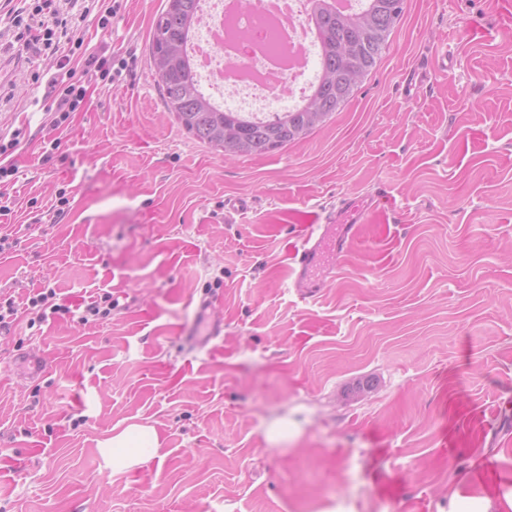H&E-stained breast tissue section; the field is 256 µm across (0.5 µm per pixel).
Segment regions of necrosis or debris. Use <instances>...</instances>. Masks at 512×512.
<instances>
[{
    "mask_svg": "<svg viewBox=\"0 0 512 512\" xmlns=\"http://www.w3.org/2000/svg\"><path fill=\"white\" fill-rule=\"evenodd\" d=\"M197 27V77L219 107L266 120L283 105H297L316 80L318 55L306 37L308 15L293 0H273L255 12L241 0H201Z\"/></svg>",
    "mask_w": 512,
    "mask_h": 512,
    "instance_id": "1",
    "label": "necrosis or debris"
}]
</instances>
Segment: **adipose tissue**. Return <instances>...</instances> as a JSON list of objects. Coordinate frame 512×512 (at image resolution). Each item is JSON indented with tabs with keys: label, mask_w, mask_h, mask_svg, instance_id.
Wrapping results in <instances>:
<instances>
[{
	"label": "adipose tissue",
	"mask_w": 512,
	"mask_h": 512,
	"mask_svg": "<svg viewBox=\"0 0 512 512\" xmlns=\"http://www.w3.org/2000/svg\"><path fill=\"white\" fill-rule=\"evenodd\" d=\"M101 449L113 470L125 471L151 462L158 453L159 438L154 427L132 423L105 439Z\"/></svg>",
	"instance_id": "obj_1"
}]
</instances>
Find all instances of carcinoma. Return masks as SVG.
<instances>
[{
  "label": "carcinoma",
  "mask_w": 512,
  "mask_h": 512,
  "mask_svg": "<svg viewBox=\"0 0 512 512\" xmlns=\"http://www.w3.org/2000/svg\"><path fill=\"white\" fill-rule=\"evenodd\" d=\"M404 0H362L341 13L312 0L310 20L319 49V76L295 109L266 121L217 108L200 89L187 45L199 0H166L153 24L150 62L161 82L164 104L180 127L210 149L226 155H261L306 138L344 106L357 85L347 82L355 69L366 77L388 49Z\"/></svg>",
  "instance_id": "cac0c4a2"
}]
</instances>
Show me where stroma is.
Returning <instances> with one entry per match:
<instances>
[{"instance_id": "stroma-1", "label": "stroma", "mask_w": 512, "mask_h": 512, "mask_svg": "<svg viewBox=\"0 0 512 512\" xmlns=\"http://www.w3.org/2000/svg\"><path fill=\"white\" fill-rule=\"evenodd\" d=\"M163 0H117L67 34L127 68L51 126L54 57L15 44L0 0V512H512V28L497 0H404L376 69L305 139L231 159L167 112L150 65ZM448 46V69L424 61ZM421 70L419 100L400 96ZM59 149H51L53 139ZM69 203L59 206V193ZM384 193L383 211L301 298L288 279L315 212ZM249 209L225 215L224 202ZM51 288L69 315L33 321ZM224 294V334L182 331ZM112 294L111 316L87 304ZM374 387L352 393L360 380ZM155 427L154 460L113 471L100 444Z\"/></svg>"}]
</instances>
